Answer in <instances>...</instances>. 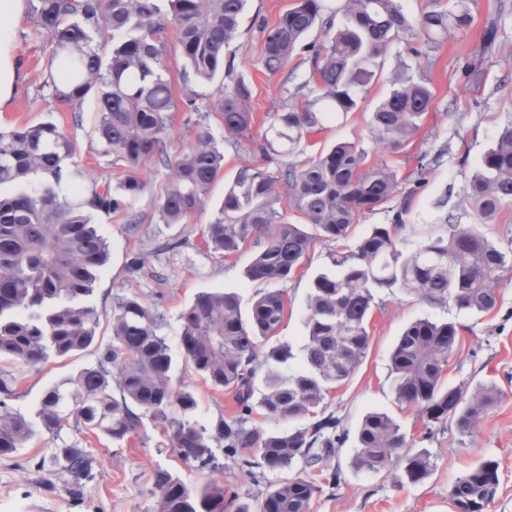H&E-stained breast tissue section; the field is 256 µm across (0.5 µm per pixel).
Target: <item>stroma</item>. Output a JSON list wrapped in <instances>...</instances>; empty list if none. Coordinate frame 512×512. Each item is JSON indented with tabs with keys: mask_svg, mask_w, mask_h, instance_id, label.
<instances>
[{
	"mask_svg": "<svg viewBox=\"0 0 512 512\" xmlns=\"http://www.w3.org/2000/svg\"><path fill=\"white\" fill-rule=\"evenodd\" d=\"M293 0H248V11L238 37L225 50L237 71L252 83L250 108L254 131L262 133L274 112L280 111L301 84L311 80L312 64L308 54L294 57L280 73L268 75L255 69L260 55L262 35L260 23H274L290 8ZM474 16L471 27L443 40L428 55L410 58L404 43H392L383 59L380 78L364 93L362 109L340 114L327 122L324 129L302 142L294 158L306 160L331 146L336 140H348L362 146L368 163L386 160L395 165L404 180L400 191L410 187L406 175L413 172L421 155L432 163L426 181L412 204L409 243H417L428 234L439 232L445 217L455 216L458 223L473 224L477 217L466 196V186L479 167L483 155L492 146L498 129L512 121V0H467ZM495 27L492 44H485L484 32ZM11 39L15 61L23 76L11 103L0 111V128L10 129L45 120L55 122L69 132L76 148V159L91 180L118 179L121 169L100 153L94 133L97 121L93 101H85L80 111L57 101L45 86V68L52 55V44L38 31L30 17L12 25ZM165 59L169 67L175 97L190 93L196 99L197 112L176 111L170 130L169 151L184 150L193 139L199 121H206L215 138L223 139L221 120L208 115V105L217 86L213 83L183 81L182 62L176 42H168ZM410 62L429 78L433 103L414 138L394 149L372 141L368 121L372 108L389 88V79L399 62ZM276 171V163L264 162L260 155L224 144V171L212 185L206 198L205 211L192 217L189 225L162 224L151 194L166 183V169L147 165L143 175L152 191L134 204L145 227L160 239L177 240L185 227H194L192 247L169 255L168 279L156 282L149 272H142L137 282H130L127 263L139 245L130 239L121 215L95 213L94 223L108 244V261L86 302L99 313L94 343L85 350L68 356L50 358L48 362L28 369L17 384L15 407L34 413L45 390L64 378L77 374L96 360L100 350L112 342V304L125 292L141 293L155 303L164 314L161 334L173 356H180L181 314L192 304L197 293L207 289L236 292L242 310H249L259 285L243 276L246 258L218 260L196 251L199 229L214 217L224 198V184L245 164ZM330 245L316 240L309 257L292 278L283 283L288 296L286 314L277 335L294 353L289 369L301 365L299 353L305 334L306 300L311 283L329 264ZM371 320V342L367 355L351 377L326 400L328 410L341 418L342 441L334 454L324 459L323 471L338 470L340 484L336 489H323L315 494L309 512H456L448 491L457 477L486 460L498 464L499 485L485 512H512V282L500 289L496 308L488 313H475L453 304L434 306L408 296L400 289L379 292ZM428 318L454 324L459 342L449 358L446 378L450 385L477 384L496 386L502 395L480 422L472 436L460 435L454 427H435L429 438H422L423 426L416 412L399 406L390 376L389 356L403 329L410 322ZM174 382L193 388L198 400L195 417L200 424L214 427L220 418L234 415L236 403L231 391H216L193 374L174 371ZM370 411L390 415L414 438V448L430 462L427 477L417 484H398L386 472L367 473L352 465L356 433L362 417ZM87 451L93 458V477L78 494L63 488H51L48 469L38 468L39 459L47 453V437L36 434L13 457L0 456V512H151L149 477L163 467L185 483L201 486L219 482L230 487L238 503L256 507L262 494L282 480L279 472H261L250 478L243 474L237 461L219 456V470L202 469L183 463L169 446V440L150 418H143L135 434L115 443L111 439L89 438Z\"/></svg>",
	"mask_w": 512,
	"mask_h": 512,
	"instance_id": "1",
	"label": "stroma"
}]
</instances>
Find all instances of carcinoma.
I'll return each mask as SVG.
<instances>
[{
    "label": "carcinoma",
    "mask_w": 512,
    "mask_h": 512,
    "mask_svg": "<svg viewBox=\"0 0 512 512\" xmlns=\"http://www.w3.org/2000/svg\"><path fill=\"white\" fill-rule=\"evenodd\" d=\"M164 16L158 0H29L39 30L53 53L45 84L79 117L87 99L95 101V135L101 154L121 166L120 196L110 183L85 188L84 173L66 129L51 121L0 130V186L17 191L0 195V456H9L41 432L48 442L65 428L115 441L129 438L144 416L168 435L170 447L187 464L213 465L216 450L239 461L253 476L301 466L294 476L270 486L259 512H308L321 487L302 471L331 455L341 440L340 419L320 416L319 407L350 378L370 346L369 324L375 297L400 288L431 305L453 302L458 308L488 313L512 274V254L500 249L473 224L446 218L440 232L414 246L403 236L416 188L428 165L417 163L415 188L399 194L398 171L385 160L365 168L367 152L338 140L301 164L283 163L280 176L255 165L240 167L217 214L206 224L199 245L190 236L158 243L142 229L132 203L148 190L142 177L152 162L171 171L154 196L163 224H184L205 209V198L224 170V143L207 129L176 156L168 152L173 112H196L195 98L176 102L164 59L167 33L173 32L183 60V76L198 82L221 81L211 112L224 134L266 160L292 156L303 140L333 114L363 107L366 87L381 59L398 40H414L433 49L451 33L468 29L473 16L461 3L451 9L428 0L412 20L402 0H340L339 23L325 21L323 40L303 43L322 20L325 0H295L277 22L261 23L264 33L257 64L269 74L307 52L313 84L297 89L304 100L290 102L272 115L266 131L253 135L252 86L224 50L239 34L247 0H167ZM390 91L370 112L372 137L393 148L414 137L430 110L433 92L427 78L395 73ZM480 223L512 205V122L501 127L480 169L467 185ZM387 209L390 223L374 224L354 245L346 244L360 216ZM121 213L129 237L153 247L132 254L127 270L138 277L152 257L160 266L153 277L166 280L161 255L193 247L218 259H230L253 247L244 269L249 282L268 283L247 315L232 292L201 291L182 313L180 349L188 371L215 390L234 392L237 410L230 421L209 430L191 419L198 402L192 389L172 381L170 347L159 334L163 314L137 292L118 296L112 305V344L96 361L47 389L30 416L11 405L16 383L27 369L91 346L96 338V308L79 303L92 294L107 260V243L91 224V213ZM302 219L293 223L288 212ZM331 242L333 270L319 273L307 298L304 319V367L287 373L277 366L292 357L277 336L287 305L278 284L290 279L308 256L315 237ZM459 340L455 325L420 318L400 334L390 355L397 401L413 409L426 430L450 423L471 434L500 397L491 385L445 383L448 359ZM267 367L265 391L253 400V379ZM275 419L314 420L305 428L268 433L252 423L256 411ZM256 454H251V451ZM51 473L71 493L91 478L92 457L83 448L48 449ZM43 459L36 463L42 468ZM355 468L387 470L395 482L418 483L430 463L412 451L411 441L388 414L369 412L357 429ZM153 512H249L236 505L233 491L217 483L190 487L157 468L150 477ZM499 484L498 465L485 461L459 476L448 496L457 512H483Z\"/></svg>",
    "instance_id": "1"
}]
</instances>
